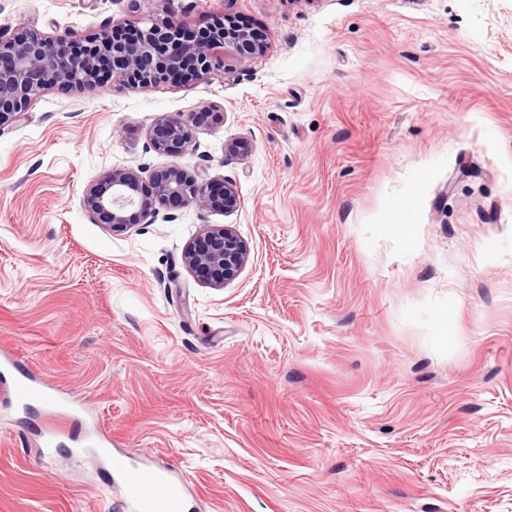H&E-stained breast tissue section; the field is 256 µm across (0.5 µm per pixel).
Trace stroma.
<instances>
[{
  "label": "stroma",
  "instance_id": "35a3bbf8",
  "mask_svg": "<svg viewBox=\"0 0 512 512\" xmlns=\"http://www.w3.org/2000/svg\"><path fill=\"white\" fill-rule=\"evenodd\" d=\"M264 52L192 85L49 90L0 127V349L83 403L192 512H512V0H158ZM127 0H0V29L129 25ZM220 109L172 157L165 113ZM247 139L252 151L228 152ZM235 185L230 213L121 231L79 200L115 169ZM223 224L221 287L185 265ZM0 408V512H124L86 457ZM248 246L228 225H208L184 252L197 277L215 286L234 280L248 260Z\"/></svg>",
  "mask_w": 512,
  "mask_h": 512
}]
</instances>
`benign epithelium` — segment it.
Masks as SVG:
<instances>
[{
    "mask_svg": "<svg viewBox=\"0 0 512 512\" xmlns=\"http://www.w3.org/2000/svg\"><path fill=\"white\" fill-rule=\"evenodd\" d=\"M139 20L128 28L104 26L80 36H45L34 30L0 31V127L28 111L32 101L49 89L98 91L112 80L131 87L161 83H193L211 76L221 65L214 49L222 46L240 60L261 54L260 44L244 31L209 23L193 34L158 13L157 0H129ZM213 107L188 114L161 115L148 130L153 148L178 156L191 145L194 130L217 121ZM237 188L217 184L205 172L193 174L170 167L144 180L132 169L114 170L89 184L81 209L113 229L141 224L160 207L193 205L202 211L236 210ZM248 246L226 225H209L184 252L197 277L221 286L234 280L248 260Z\"/></svg>",
    "mask_w": 512,
    "mask_h": 512,
    "instance_id": "1",
    "label": "benign epithelium"
}]
</instances>
